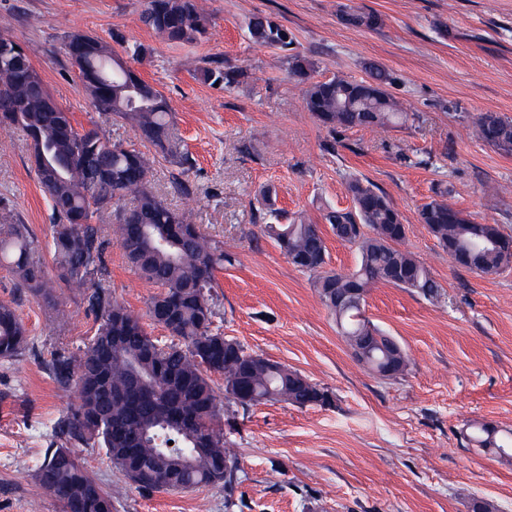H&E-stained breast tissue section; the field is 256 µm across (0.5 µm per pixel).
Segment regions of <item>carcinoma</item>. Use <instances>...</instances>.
<instances>
[{
	"instance_id": "cac0c4a2",
	"label": "carcinoma",
	"mask_w": 512,
	"mask_h": 512,
	"mask_svg": "<svg viewBox=\"0 0 512 512\" xmlns=\"http://www.w3.org/2000/svg\"><path fill=\"white\" fill-rule=\"evenodd\" d=\"M141 22L171 43L207 37L211 18L199 0H143ZM350 26L375 29L378 15L353 7L341 15ZM251 39L286 49L288 31L266 17L250 20ZM0 34V124L19 130L31 147V167L51 203L53 273L46 270L29 225L0 218V265L17 286L51 303L60 288L77 291L98 327L78 353L59 348L45 369L77 402L56 424L55 442L36 472L38 482L61 504L62 512H116L112 494L85 471L72 450L97 444L111 464L144 491L188 490L222 484L232 495L236 476L224 446V431L213 421L224 412L209 374L224 376V398L244 410L264 402L323 406L327 391L301 373L260 355L238 353L213 329L211 291L216 273L232 258L224 246L202 234L192 214L167 204L152 188V161L133 145L113 142L97 128H78L72 113L47 89L27 53ZM65 54L78 69L93 105L129 122L139 139L184 170L191 164L173 141L170 106L156 87L126 65L115 50L80 32L68 35ZM292 74L305 85L306 110L333 128H390L410 119L404 106L384 89L389 74L375 69L369 80L313 79V64L290 58ZM487 145L512 154V121L482 113L474 121ZM62 164L47 178L44 160ZM354 210L326 216L336 237L358 250L349 272L325 269L326 246L318 225L303 218L267 224L272 238L296 268L316 275L321 303L336 317L340 335L354 357L374 374L389 368L401 375L408 356L394 337L363 317L366 295L378 283L395 284L425 298L439 283L410 251L400 248L406 225L381 193L360 180L347 184ZM448 190L423 204L419 221L458 268L496 275L512 266V254L497 241L496 224L481 223L447 200ZM130 200L113 212V235L135 273L159 288L147 315L177 342L162 344L140 319L102 284L111 239L94 216L112 201ZM33 351L13 307L0 302V359L16 360ZM489 426L473 439L512 458V431L498 440Z\"/></svg>"
}]
</instances>
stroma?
Wrapping results in <instances>:
<instances>
[{
  "label": "stroma",
  "mask_w": 512,
  "mask_h": 512,
  "mask_svg": "<svg viewBox=\"0 0 512 512\" xmlns=\"http://www.w3.org/2000/svg\"><path fill=\"white\" fill-rule=\"evenodd\" d=\"M213 25L207 40L170 43L140 20L143 0H0V33L21 44L49 91L77 126L136 143L126 121L97 110L63 51L84 32L149 48L132 66L168 99L171 126L192 164H154L155 192L190 211L232 258L216 274L214 325L248 352L287 365L328 391L326 406L225 403L224 445L236 461L233 496L223 486L138 490L105 449H74L118 512H471L474 500L512 512V460L467 439L472 423L512 429V267L486 276L456 268L419 221L422 204L448 201L512 235V154L482 142L477 115L512 120V0H200ZM378 13L375 29L340 20L343 6ZM288 29V49L254 44L252 16ZM301 55L323 80L368 78L378 65L386 90L408 108L388 130L331 129L303 102L290 72ZM243 69L231 85L205 71ZM31 148L0 126V209L29 224L42 254L51 244L50 201L30 165ZM181 176L185 191L171 188ZM371 184L408 228L402 247L430 270L437 298L373 286L366 317L407 352L403 375L383 378L353 357L336 319L318 298L313 274L295 268L263 234L259 200L319 225L327 267L350 270L355 247L338 240L324 215L349 211L350 180ZM104 284L145 316L157 289L110 244ZM0 301L13 304L34 351L0 359V512H61L36 480L53 428L77 400L48 375L60 347L78 351L96 330L78 297L61 290L47 306L0 267Z\"/></svg>",
  "instance_id": "obj_1"
}]
</instances>
